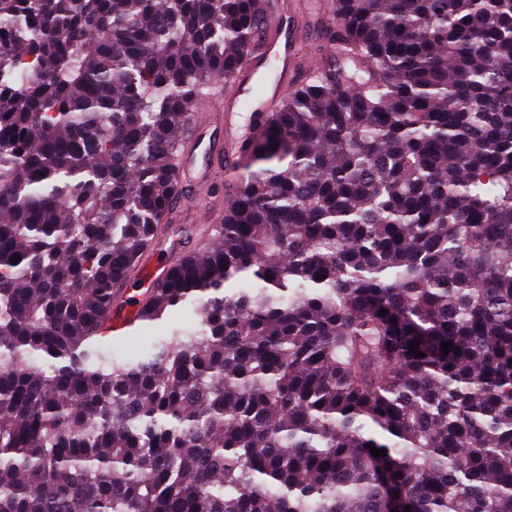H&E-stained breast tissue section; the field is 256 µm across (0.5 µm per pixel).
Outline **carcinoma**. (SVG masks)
I'll return each mask as SVG.
<instances>
[{
  "label": "carcinoma",
  "instance_id": "cac0c4a2",
  "mask_svg": "<svg viewBox=\"0 0 512 512\" xmlns=\"http://www.w3.org/2000/svg\"><path fill=\"white\" fill-rule=\"evenodd\" d=\"M270 7L0 0V512H512V0H332L342 63L99 335ZM136 327L133 314H117L110 316L104 325L106 336H127Z\"/></svg>",
  "mask_w": 512,
  "mask_h": 512
}]
</instances>
